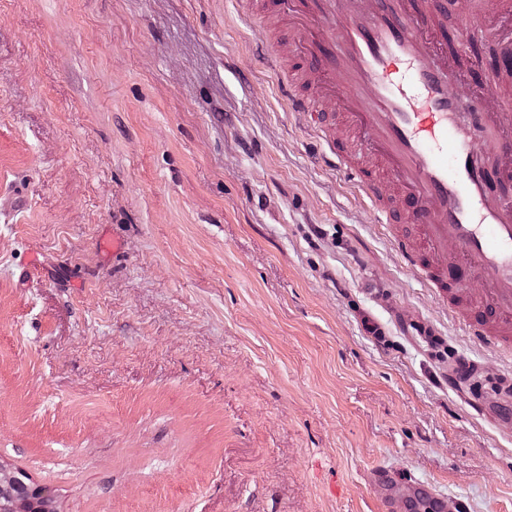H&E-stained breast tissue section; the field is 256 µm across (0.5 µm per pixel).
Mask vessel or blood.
I'll return each instance as SVG.
<instances>
[{
	"mask_svg": "<svg viewBox=\"0 0 512 512\" xmlns=\"http://www.w3.org/2000/svg\"><path fill=\"white\" fill-rule=\"evenodd\" d=\"M253 3L268 29L296 32L270 54L291 112L378 214L404 218L393 242L406 267L469 336L512 350V113L487 87L451 92L466 41L449 48L427 0ZM455 6L476 25L486 8L512 15V0ZM369 482L386 512L408 500L416 512L463 509L397 470L375 468Z\"/></svg>",
	"mask_w": 512,
	"mask_h": 512,
	"instance_id": "vessel-or-blood-1",
	"label": "vessel or blood"
}]
</instances>
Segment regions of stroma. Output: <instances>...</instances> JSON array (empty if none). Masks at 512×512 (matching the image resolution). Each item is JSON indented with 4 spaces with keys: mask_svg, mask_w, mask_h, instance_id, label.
Masks as SVG:
<instances>
[{
    "mask_svg": "<svg viewBox=\"0 0 512 512\" xmlns=\"http://www.w3.org/2000/svg\"><path fill=\"white\" fill-rule=\"evenodd\" d=\"M249 12L0 0V462L58 512H382L378 466L512 512V355L313 149Z\"/></svg>",
    "mask_w": 512,
    "mask_h": 512,
    "instance_id": "35a3bbf8",
    "label": "stroma"
}]
</instances>
